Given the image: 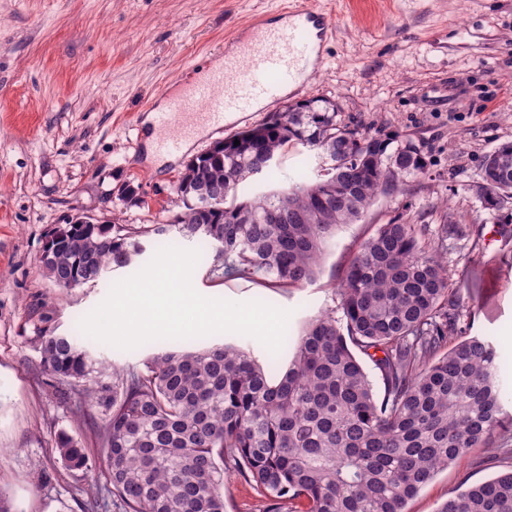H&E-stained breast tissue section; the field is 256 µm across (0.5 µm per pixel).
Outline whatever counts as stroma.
I'll use <instances>...</instances> for the list:
<instances>
[{
  "instance_id": "obj_1",
  "label": "stroma",
  "mask_w": 512,
  "mask_h": 512,
  "mask_svg": "<svg viewBox=\"0 0 512 512\" xmlns=\"http://www.w3.org/2000/svg\"><path fill=\"white\" fill-rule=\"evenodd\" d=\"M288 5L332 19L322 63L288 101L328 98L342 121L411 139L426 170L337 229L312 285L211 280L199 265L194 288L289 310L294 336L338 309L332 280L378 225L396 216L423 224L447 259L472 333L501 338L512 389V200L492 210L478 194L484 156L512 141V0H0V493L16 512H88L91 492L89 512H121L102 469L61 463L62 431L103 457L99 416L76 414L74 389L46 374L37 336L47 326L72 332L126 274L57 287L41 262L47 233L75 214L168 223L180 210L186 164L221 136L206 133L159 165L147 157L144 118L211 68L231 34L258 16L279 20ZM321 166L315 150L293 144L253 185L284 188ZM127 185L138 202L122 195ZM445 213L467 224L468 237L439 241ZM495 228L503 239L487 244ZM511 470L506 449L479 450L439 471L406 510L437 512L462 489Z\"/></svg>"
}]
</instances>
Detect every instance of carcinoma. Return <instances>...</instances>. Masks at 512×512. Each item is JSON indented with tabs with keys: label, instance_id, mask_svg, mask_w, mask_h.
<instances>
[{
	"label": "carcinoma",
	"instance_id": "obj_1",
	"mask_svg": "<svg viewBox=\"0 0 512 512\" xmlns=\"http://www.w3.org/2000/svg\"><path fill=\"white\" fill-rule=\"evenodd\" d=\"M337 112L310 100L270 114L191 160L178 192L220 187L234 197L291 142L333 154L335 174L233 200L212 218L184 207L167 224H60L42 257L46 275L95 286L175 232L201 244L212 277L306 287L336 230L426 167L413 142L342 125ZM482 171L488 205L512 198V142L486 154ZM281 208L304 223H267ZM337 292L342 316L310 319L277 378L226 344L163 350L109 377L77 337L43 329L44 369L78 388L77 411L100 412L103 466L126 512H224L230 461L274 504L265 512L286 503L289 512H405L438 471L495 445L509 395L501 352L495 339L467 335L458 289L424 229L398 218L379 225ZM57 447L68 470L96 468L69 433ZM438 512H512V470L466 487Z\"/></svg>",
	"mask_w": 512,
	"mask_h": 512
}]
</instances>
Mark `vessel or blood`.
<instances>
[{
	"instance_id": "obj_1",
	"label": "vessel or blood",
	"mask_w": 512,
	"mask_h": 512,
	"mask_svg": "<svg viewBox=\"0 0 512 512\" xmlns=\"http://www.w3.org/2000/svg\"><path fill=\"white\" fill-rule=\"evenodd\" d=\"M286 15L287 24L278 27L256 19L225 47L224 62L211 80L187 84L168 96L154 115L163 131L155 144L159 153H179L198 127L229 129V117L280 100L321 62L330 16L308 8L290 9Z\"/></svg>"
}]
</instances>
